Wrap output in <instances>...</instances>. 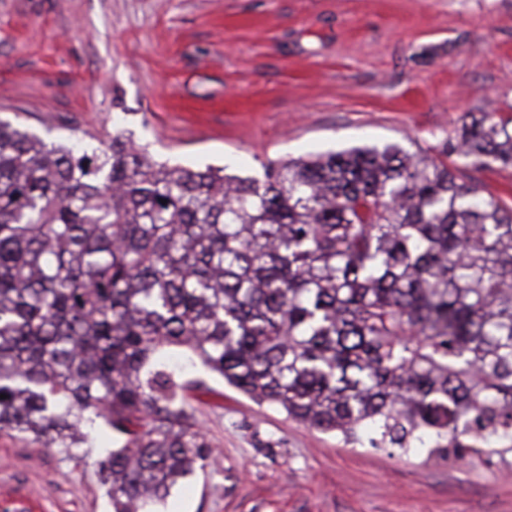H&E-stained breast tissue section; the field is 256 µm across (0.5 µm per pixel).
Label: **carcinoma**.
I'll return each instance as SVG.
<instances>
[{"instance_id": "1", "label": "carcinoma", "mask_w": 512, "mask_h": 512, "mask_svg": "<svg viewBox=\"0 0 512 512\" xmlns=\"http://www.w3.org/2000/svg\"><path fill=\"white\" fill-rule=\"evenodd\" d=\"M455 156L464 167L448 165ZM512 119L441 156L396 143L262 164L158 160L0 120V436L97 460L112 512H161L205 469L220 393L347 443L512 457ZM479 182L487 185L493 191L501 194L503 198L511 200L512 197V169L501 171L498 169L470 172ZM506 192V193H505Z\"/></svg>"}]
</instances>
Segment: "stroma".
<instances>
[{
    "instance_id": "1",
    "label": "stroma",
    "mask_w": 512,
    "mask_h": 512,
    "mask_svg": "<svg viewBox=\"0 0 512 512\" xmlns=\"http://www.w3.org/2000/svg\"><path fill=\"white\" fill-rule=\"evenodd\" d=\"M512 118V0H0V119L48 141L114 126L159 158L267 159L397 141L438 153L466 113ZM224 394L211 467L165 512H512V459L348 444ZM83 457L0 437V512H109Z\"/></svg>"
}]
</instances>
